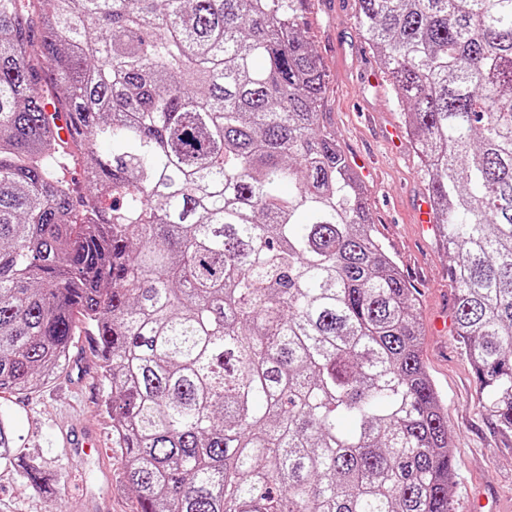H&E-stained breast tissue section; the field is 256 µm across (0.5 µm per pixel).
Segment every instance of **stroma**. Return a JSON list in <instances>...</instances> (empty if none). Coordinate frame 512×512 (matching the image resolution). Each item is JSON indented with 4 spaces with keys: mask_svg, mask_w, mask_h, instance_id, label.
Masks as SVG:
<instances>
[{
    "mask_svg": "<svg viewBox=\"0 0 512 512\" xmlns=\"http://www.w3.org/2000/svg\"><path fill=\"white\" fill-rule=\"evenodd\" d=\"M356 0H304L303 32L327 75L324 121L349 159H375L377 175L367 179V206L375 233L415 290L422 326L421 355L445 404L453 438L457 512H512V436L499 433L477 401L478 382L453 332L455 285L452 263L436 230L421 228L414 215L425 194L420 163L410 145L392 146L383 135L401 125L391 80L358 31ZM109 386L98 372L96 344L77 327L69 357L51 378L21 393L0 394V417L14 432L17 453L37 461L53 477L33 490L21 466H0V512H134L122 486L123 461L112 445L106 411ZM94 433L104 455L69 457L64 438Z\"/></svg>",
    "mask_w": 512,
    "mask_h": 512,
    "instance_id": "1",
    "label": "stroma"
}]
</instances>
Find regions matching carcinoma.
I'll use <instances>...</instances> for the list:
<instances>
[{
    "mask_svg": "<svg viewBox=\"0 0 512 512\" xmlns=\"http://www.w3.org/2000/svg\"><path fill=\"white\" fill-rule=\"evenodd\" d=\"M302 2L0 0V391L85 322L136 512H456L414 289L322 122ZM356 2L512 434V0Z\"/></svg>",
    "mask_w": 512,
    "mask_h": 512,
    "instance_id": "cac0c4a2",
    "label": "carcinoma"
}]
</instances>
